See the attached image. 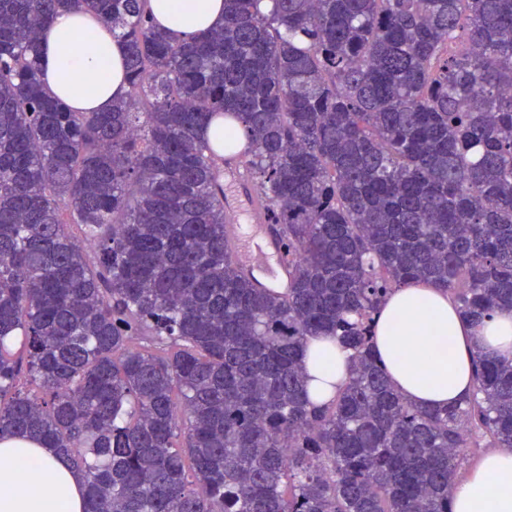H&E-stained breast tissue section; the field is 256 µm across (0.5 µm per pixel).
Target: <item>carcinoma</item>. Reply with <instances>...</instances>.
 Masks as SVG:
<instances>
[{
    "mask_svg": "<svg viewBox=\"0 0 512 512\" xmlns=\"http://www.w3.org/2000/svg\"><path fill=\"white\" fill-rule=\"evenodd\" d=\"M257 2L178 42L151 0H0V440L81 469L84 512H450L467 454L512 448V361L479 349L471 395L415 407L375 314L408 281L512 311V0ZM71 9L126 46L108 112L43 87ZM224 156L286 288L236 259ZM318 336L350 376L314 406Z\"/></svg>",
    "mask_w": 512,
    "mask_h": 512,
    "instance_id": "cac0c4a2",
    "label": "carcinoma"
}]
</instances>
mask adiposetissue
Here are the masks:
<instances>
[{
	"mask_svg": "<svg viewBox=\"0 0 512 512\" xmlns=\"http://www.w3.org/2000/svg\"><path fill=\"white\" fill-rule=\"evenodd\" d=\"M170 36L190 39L224 19V0H153ZM93 34L97 49L76 48ZM39 61L46 86L64 104L83 112L107 111L128 88L124 46L90 14L60 13L43 31ZM483 348L512 358V313L497 312L474 326L447 295L429 285L393 291L376 318L374 348L394 388L409 402L441 408L469 393L475 378L472 353ZM328 349L321 361L316 353ZM303 365L313 401L337 395L349 378L346 352L329 337L310 340ZM84 480L53 449L17 438L0 441V512H83ZM452 512H512V448L487 454L455 482Z\"/></svg>",
	"mask_w": 512,
	"mask_h": 512,
	"instance_id": "obj_1",
	"label": "adipose tissue"
}]
</instances>
